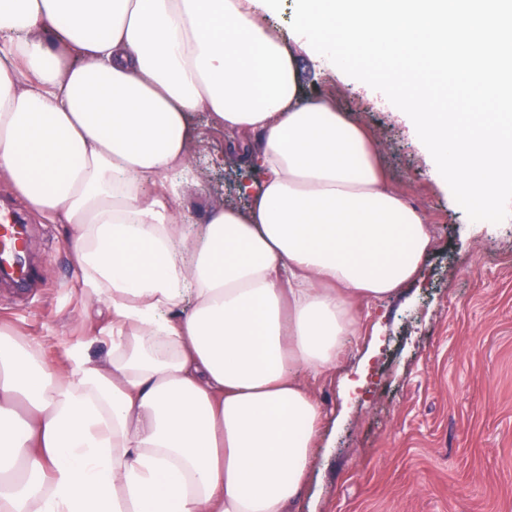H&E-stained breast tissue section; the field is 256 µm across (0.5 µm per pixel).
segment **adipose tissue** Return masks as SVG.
<instances>
[{"instance_id":"1","label":"adipose tissue","mask_w":512,"mask_h":512,"mask_svg":"<svg viewBox=\"0 0 512 512\" xmlns=\"http://www.w3.org/2000/svg\"><path fill=\"white\" fill-rule=\"evenodd\" d=\"M280 0H0V176L64 224L105 322L50 369L0 324V512H295L324 418L305 381L435 229L376 141L301 93ZM206 112L258 172L183 230Z\"/></svg>"}]
</instances>
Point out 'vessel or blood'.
Returning <instances> with one entry per match:
<instances>
[{
  "label": "vessel or blood",
  "instance_id": "obj_1",
  "mask_svg": "<svg viewBox=\"0 0 512 512\" xmlns=\"http://www.w3.org/2000/svg\"><path fill=\"white\" fill-rule=\"evenodd\" d=\"M31 227L11 214L0 216V280L24 287L37 278L38 268L29 258Z\"/></svg>",
  "mask_w": 512,
  "mask_h": 512
}]
</instances>
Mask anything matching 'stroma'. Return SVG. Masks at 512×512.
<instances>
[{
    "label": "stroma",
    "mask_w": 512,
    "mask_h": 512,
    "mask_svg": "<svg viewBox=\"0 0 512 512\" xmlns=\"http://www.w3.org/2000/svg\"><path fill=\"white\" fill-rule=\"evenodd\" d=\"M297 70L306 96L333 95L367 125L390 186L436 229L415 278L358 302V335L333 370L307 382L327 417L297 512H512V214L470 221L390 104L358 93L348 75L326 78L315 51H298ZM190 133L212 177L185 227L197 239L208 206L248 202L237 183L245 164L226 152L223 130L197 112ZM0 209L32 224L43 273L25 292L0 290V322L60 357L98 304L80 290L63 225L34 215L1 178Z\"/></svg>",
    "instance_id": "stroma-1"
}]
</instances>
